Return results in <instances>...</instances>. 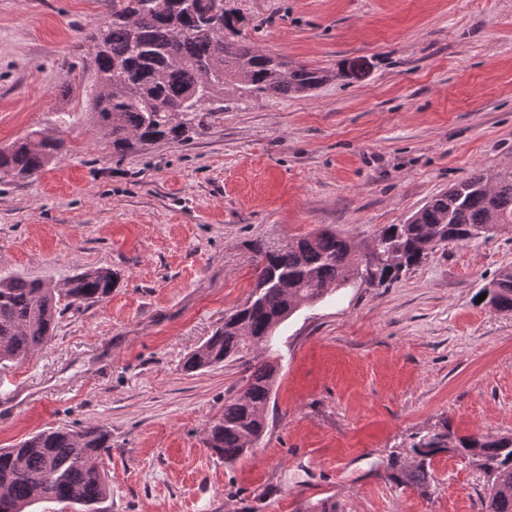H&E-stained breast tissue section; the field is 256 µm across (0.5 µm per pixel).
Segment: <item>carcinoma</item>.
<instances>
[{"mask_svg":"<svg viewBox=\"0 0 512 512\" xmlns=\"http://www.w3.org/2000/svg\"><path fill=\"white\" fill-rule=\"evenodd\" d=\"M239 22L224 0H110L107 19L86 40L90 111L112 156L121 160L145 145L202 134L206 115L224 111L228 88L241 95L306 96L369 71L361 57L334 71L290 66L238 38ZM63 151L64 141L43 136L0 148V179L33 178ZM504 224H512V168L480 170L433 196L404 223L379 226L364 242L329 229L285 244L256 242V280L247 302L183 362L186 372L245 366L240 390L208 424L207 447L232 464L250 451L247 438L263 439L279 374L277 331L301 307L351 282L392 283L435 247L486 237ZM113 287L109 268L77 273L62 288L0 276V365L30 359L50 342L63 311L102 301ZM478 294L496 310L512 312V274H501ZM257 350L268 352L267 359L250 361ZM111 447L107 430L87 424L39 431L0 448V512H30L47 500L94 508L110 494L97 459ZM448 453L483 476V512H512L511 434L457 436L443 418L411 434L405 452H391L379 467L385 479L429 497L432 462ZM305 512H338V505L329 496L308 502Z\"/></svg>","mask_w":512,"mask_h":512,"instance_id":"1","label":"carcinoma"}]
</instances>
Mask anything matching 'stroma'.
I'll list each match as a JSON object with an SVG mask.
<instances>
[{"label": "stroma", "mask_w": 512, "mask_h": 512, "mask_svg": "<svg viewBox=\"0 0 512 512\" xmlns=\"http://www.w3.org/2000/svg\"><path fill=\"white\" fill-rule=\"evenodd\" d=\"M242 37L293 64L364 57L312 95L226 94L206 134L118 160L85 95L81 38L105 0H0V147L41 131L66 152L0 180V275L62 284L111 269L109 298L64 312L47 347L0 366V448L51 428L111 434L98 512H482V479L435 458L424 499L377 463L448 419L512 433V313L478 303L512 270V224L440 246L389 286L352 283L280 328L264 438L235 463L207 421L242 385L185 356L244 304L256 241L329 228L358 241L479 170L512 166V0H225ZM69 113L60 124L59 113Z\"/></svg>", "instance_id": "1"}]
</instances>
